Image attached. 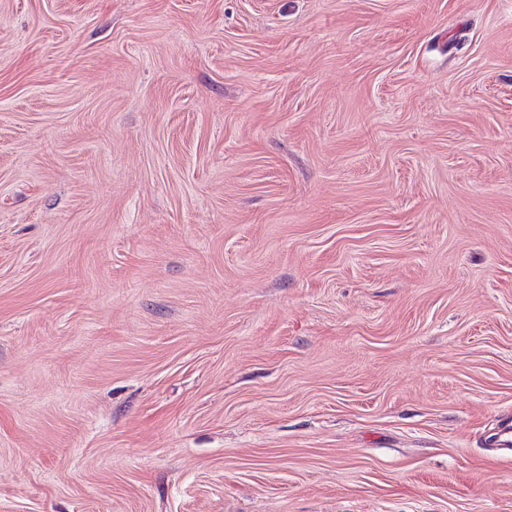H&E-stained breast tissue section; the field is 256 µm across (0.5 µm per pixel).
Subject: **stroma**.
Wrapping results in <instances>:
<instances>
[{"mask_svg":"<svg viewBox=\"0 0 512 512\" xmlns=\"http://www.w3.org/2000/svg\"><path fill=\"white\" fill-rule=\"evenodd\" d=\"M512 0H0V512H512Z\"/></svg>","mask_w":512,"mask_h":512,"instance_id":"obj_1","label":"stroma"}]
</instances>
